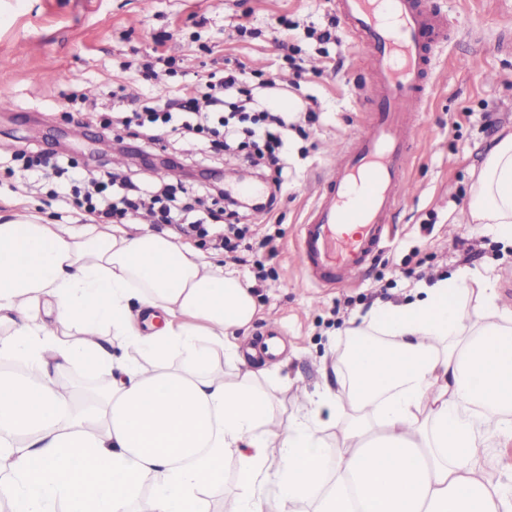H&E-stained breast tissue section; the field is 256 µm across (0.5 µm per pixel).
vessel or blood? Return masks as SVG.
I'll return each instance as SVG.
<instances>
[{
    "instance_id": "1",
    "label": "vessel or blood",
    "mask_w": 512,
    "mask_h": 512,
    "mask_svg": "<svg viewBox=\"0 0 512 512\" xmlns=\"http://www.w3.org/2000/svg\"><path fill=\"white\" fill-rule=\"evenodd\" d=\"M336 9L370 80L359 89L364 118L337 149L298 227L299 264L318 287L355 279L407 201L409 149L431 89L433 51L448 39L446 17L428 0H336Z\"/></svg>"
}]
</instances>
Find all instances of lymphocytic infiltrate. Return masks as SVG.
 Wrapping results in <instances>:
<instances>
[{
	"mask_svg": "<svg viewBox=\"0 0 512 512\" xmlns=\"http://www.w3.org/2000/svg\"><path fill=\"white\" fill-rule=\"evenodd\" d=\"M275 78L263 80L260 88L246 86L243 70L212 71L177 90L154 92L142 101L117 98L107 112H94L86 96L67 94L73 110L69 122L83 125L94 116L105 134L134 130L144 144L157 145L165 137L177 136L189 154L206 144L210 156L230 154L243 157L250 166L274 173V189L265 203L273 210L288 184L283 151L287 140L307 138L305 123L320 118L308 109L305 123L286 122L269 99L266 89L276 88ZM21 170L45 182L50 199L73 197L76 204L103 224H128L141 213L151 214L160 224L174 227L178 234L210 243L217 250L236 254L241 241L260 239L269 245L272 235L260 234L257 225L237 222L238 196L224 186L176 188L167 177L135 181L103 170L84 173L51 165L50 155L25 147L15 151Z\"/></svg>",
	"mask_w": 512,
	"mask_h": 512,
	"instance_id": "obj_1",
	"label": "lymphocytic infiltrate"
}]
</instances>
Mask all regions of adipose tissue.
Returning a JSON list of instances; mask_svg holds the SVG:
<instances>
[{
	"instance_id": "1",
	"label": "adipose tissue",
	"mask_w": 512,
	"mask_h": 512,
	"mask_svg": "<svg viewBox=\"0 0 512 512\" xmlns=\"http://www.w3.org/2000/svg\"><path fill=\"white\" fill-rule=\"evenodd\" d=\"M467 215L512 240V135ZM259 316L248 282L174 237L0 219V365L35 377L0 374V504L206 512L231 459L232 512H512L479 465L512 427V311L487 281L462 270L351 323L335 385L275 430L270 362L235 338ZM78 362L103 393L51 380Z\"/></svg>"
}]
</instances>
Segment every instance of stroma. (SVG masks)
Returning <instances> with one entry per match:
<instances>
[{
    "mask_svg": "<svg viewBox=\"0 0 512 512\" xmlns=\"http://www.w3.org/2000/svg\"><path fill=\"white\" fill-rule=\"evenodd\" d=\"M449 22L448 40L435 52L434 82L424 104L416 156L408 173V202L394 213L392 234L363 273L344 288L309 284L298 264L297 226L304 222L333 161L336 148L363 115L357 84L369 80L364 56L352 39L323 42L318 31L335 20V0H0V159L35 143L57 150L67 135V154L79 168L101 163L140 178L148 168L137 158L103 149L95 122L70 123L63 95L83 91L98 110L115 96L176 87L197 75L244 65L248 84L277 76L276 101L284 112L310 100L322 106L320 119L301 146H290L296 174L268 218L280 229L276 254L257 253L269 272L255 277L254 264L227 260L203 245L215 263L251 281L261 316L259 332L277 324L285 339L288 378L274 395V423L285 422L296 405L325 381L324 361L344 339L343 330L379 303L400 304L416 288L448 278L461 268L488 276L500 305L512 308L504 282L512 280V242L491 224H466L470 190L496 142L512 133V52L498 45L499 24L512 17V0H432ZM288 26H280V18ZM246 34H238V27ZM298 47L307 75L295 79L279 40ZM175 57L176 75L144 81L124 69L154 51ZM476 54L481 66L463 62ZM35 207L51 223L88 224L92 215L26 188L21 176L0 167V214L17 205Z\"/></svg>",
    "mask_w": 512,
    "mask_h": 512,
    "instance_id": "obj_1",
    "label": "stroma"
}]
</instances>
